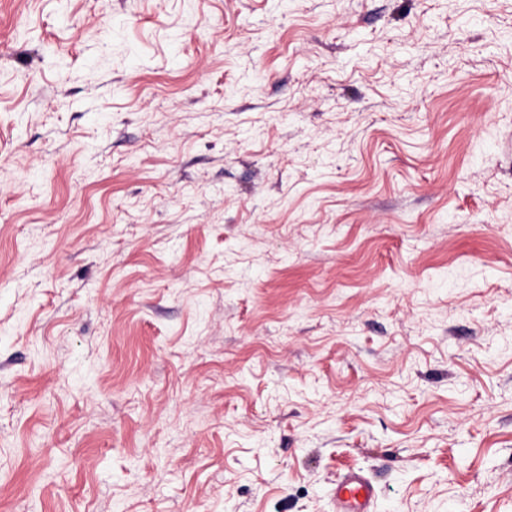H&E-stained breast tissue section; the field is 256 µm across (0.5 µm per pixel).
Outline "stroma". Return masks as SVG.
Here are the masks:
<instances>
[{
	"label": "stroma",
	"mask_w": 512,
	"mask_h": 512,
	"mask_svg": "<svg viewBox=\"0 0 512 512\" xmlns=\"http://www.w3.org/2000/svg\"><path fill=\"white\" fill-rule=\"evenodd\" d=\"M512 512V0H0V512ZM374 485L366 476L350 471L342 475L334 490L336 512H372Z\"/></svg>",
	"instance_id": "obj_1"
}]
</instances>
